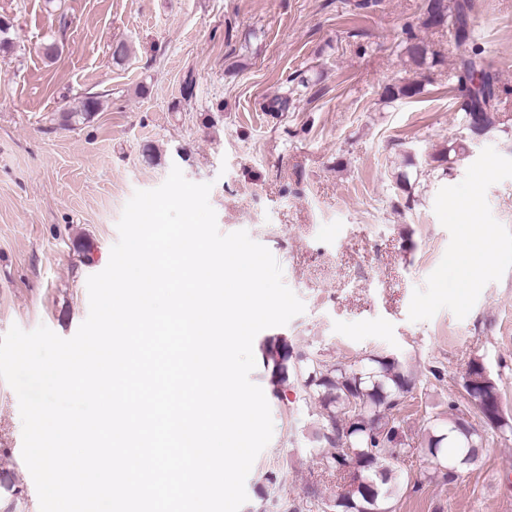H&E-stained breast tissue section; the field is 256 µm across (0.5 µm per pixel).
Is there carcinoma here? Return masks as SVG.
Segmentation results:
<instances>
[{
  "label": "carcinoma",
  "instance_id": "carcinoma-1",
  "mask_svg": "<svg viewBox=\"0 0 512 512\" xmlns=\"http://www.w3.org/2000/svg\"><path fill=\"white\" fill-rule=\"evenodd\" d=\"M467 8L464 2L456 4L453 19L461 46L468 39ZM443 15H448V0H426L424 26L439 27L437 17ZM462 70V78L476 82L462 104L467 128L481 137L496 125L498 76L475 54L462 60ZM99 106L98 97L86 96L79 109L61 113L59 123L63 127L87 123ZM263 347L267 355L261 356V361L270 393L280 399L290 387L296 395L319 404L316 438L321 445L331 447L322 454L324 470L347 482L327 504L330 512H392L393 500L406 477L396 473L390 462L408 453L394 412L399 410L401 399L413 391L415 377L405 372L399 361L388 357L371 358L367 365L356 361L327 365L294 350L283 338H270ZM470 397L481 406L492 427L508 425L495 382L483 381ZM429 423L431 435L425 454L439 461L445 446L451 444L456 448L452 457L456 467L478 461L483 440L475 430L459 420L447 422L437 415L430 417ZM265 480L272 493L287 496V474L269 471Z\"/></svg>",
  "mask_w": 512,
  "mask_h": 512
}]
</instances>
